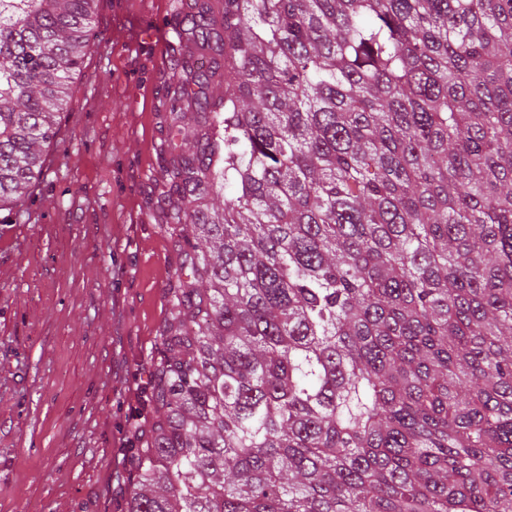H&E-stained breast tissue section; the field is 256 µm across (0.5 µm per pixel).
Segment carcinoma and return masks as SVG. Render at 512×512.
Segmentation results:
<instances>
[{
  "label": "carcinoma",
  "instance_id": "cac0c4a2",
  "mask_svg": "<svg viewBox=\"0 0 512 512\" xmlns=\"http://www.w3.org/2000/svg\"><path fill=\"white\" fill-rule=\"evenodd\" d=\"M96 3L0 0V224ZM177 34L212 65L168 98L201 129L127 512H512V0H185Z\"/></svg>",
  "mask_w": 512,
  "mask_h": 512
}]
</instances>
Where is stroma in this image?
Here are the masks:
<instances>
[{
  "instance_id": "obj_1",
  "label": "stroma",
  "mask_w": 512,
  "mask_h": 512,
  "mask_svg": "<svg viewBox=\"0 0 512 512\" xmlns=\"http://www.w3.org/2000/svg\"><path fill=\"white\" fill-rule=\"evenodd\" d=\"M178 0H98L24 212L0 224V512H125L181 263L162 149Z\"/></svg>"
}]
</instances>
